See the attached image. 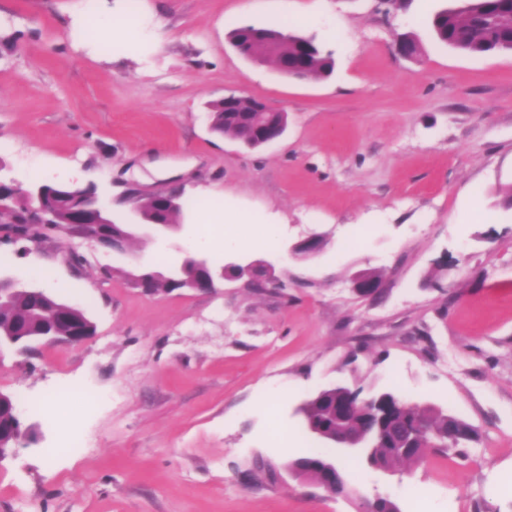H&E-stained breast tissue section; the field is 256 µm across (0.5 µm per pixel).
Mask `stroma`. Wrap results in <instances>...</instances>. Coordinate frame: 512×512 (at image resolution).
<instances>
[{
	"label": "stroma",
	"mask_w": 512,
	"mask_h": 512,
	"mask_svg": "<svg viewBox=\"0 0 512 512\" xmlns=\"http://www.w3.org/2000/svg\"><path fill=\"white\" fill-rule=\"evenodd\" d=\"M463 0H0V180L96 183L126 215L178 191L190 219L126 252L61 232L26 256L3 241L0 269L85 311L94 334L0 356V391L62 400L63 424L20 411L27 437L0 460V512H360L381 494L410 512H512V52L461 54L429 20ZM141 19L149 43H108L85 17ZM300 27L331 51L326 79L294 80L234 48L233 29ZM420 51L399 55L395 39ZM287 113L282 137L250 149L210 130L228 95ZM243 216L207 224L212 192ZM325 237L312 260L285 245ZM189 253L267 260L277 284L225 280L211 291L148 294L136 265L166 270ZM379 273L363 297L354 276ZM395 390L479 432L464 455L414 466L345 463L358 492L333 499L291 478L247 481L320 450L297 408L318 389ZM96 400L75 409L64 396ZM78 448L60 452L67 436Z\"/></svg>",
	"instance_id": "obj_1"
}]
</instances>
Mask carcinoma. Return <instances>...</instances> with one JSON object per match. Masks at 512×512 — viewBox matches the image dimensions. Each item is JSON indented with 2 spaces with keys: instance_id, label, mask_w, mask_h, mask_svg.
I'll use <instances>...</instances> for the list:
<instances>
[{
  "instance_id": "obj_1",
  "label": "carcinoma",
  "mask_w": 512,
  "mask_h": 512,
  "mask_svg": "<svg viewBox=\"0 0 512 512\" xmlns=\"http://www.w3.org/2000/svg\"><path fill=\"white\" fill-rule=\"evenodd\" d=\"M431 29L435 39L463 54L479 56L512 50V0H467L460 9H442L434 14ZM232 41L245 47L246 51L268 56H288L297 64V70L288 74L294 79L321 78L329 76L335 68L332 53L324 51L314 39L302 35L287 34L274 27L241 26L234 29ZM249 110V102H241L238 111L224 110V101L210 104V129L217 136L244 138L249 128L240 121V115ZM42 203L55 215L54 223L44 225V230L58 231L71 223L78 214L94 216L89 208L88 197L76 195L65 184L43 181ZM142 215L147 223L168 221L178 223L185 204L178 200L169 209L159 208L154 197L142 202ZM21 201L0 212V228L22 240L34 232L33 225L26 222ZM63 301L54 297L45 298L29 289L9 293L8 303L0 310V344L19 350L26 344L18 341L20 336H40L53 327L65 332L67 324L54 320ZM11 397L0 402V446L10 448L25 435L22 425L13 421L10 414ZM307 418L319 423H328L334 429L330 417V405L311 402L305 409ZM423 419L428 433L422 439L411 437L406 453L398 450L400 439L410 431L417 420ZM344 429L369 440L370 455L358 460L370 467L394 468L398 462L417 463L431 450V445L448 438V430L458 432L449 448L461 455L464 449L475 442L477 431L463 419L449 415L432 407L418 408L400 398L394 391L383 394V399L372 400L361 407V413L351 416Z\"/></svg>"
}]
</instances>
